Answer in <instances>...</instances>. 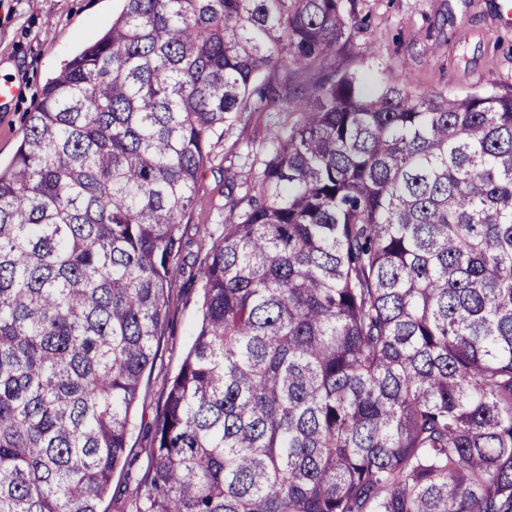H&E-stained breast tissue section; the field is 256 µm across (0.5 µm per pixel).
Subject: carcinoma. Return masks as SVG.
Listing matches in <instances>:
<instances>
[{
    "label": "carcinoma",
    "instance_id": "1",
    "mask_svg": "<svg viewBox=\"0 0 512 512\" xmlns=\"http://www.w3.org/2000/svg\"><path fill=\"white\" fill-rule=\"evenodd\" d=\"M123 2L0 171V512H98L200 173L269 106L135 512H512V87L325 73L356 0Z\"/></svg>",
    "mask_w": 512,
    "mask_h": 512
}]
</instances>
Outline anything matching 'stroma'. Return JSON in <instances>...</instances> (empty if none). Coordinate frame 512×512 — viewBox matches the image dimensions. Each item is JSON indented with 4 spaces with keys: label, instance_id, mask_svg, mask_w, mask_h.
I'll list each match as a JSON object with an SVG mask.
<instances>
[{
    "label": "stroma",
    "instance_id": "35a3bbf8",
    "mask_svg": "<svg viewBox=\"0 0 512 512\" xmlns=\"http://www.w3.org/2000/svg\"><path fill=\"white\" fill-rule=\"evenodd\" d=\"M367 27L339 49L331 64L356 73L369 91L389 79L418 93L463 96L512 84V20L505 0H357ZM122 0H0V83L16 86L0 103V166L12 160L25 117L40 89L82 44L97 38L122 9ZM300 118L268 107L233 125L198 179L185 217L182 272L169 288L168 323L145 375L129 438V464L112 478L99 512H129L147 467L156 412L167 380L178 370L198 319L199 288L192 274L212 236L229 220L230 200L242 197L264 146Z\"/></svg>",
    "mask_w": 512,
    "mask_h": 512
}]
</instances>
